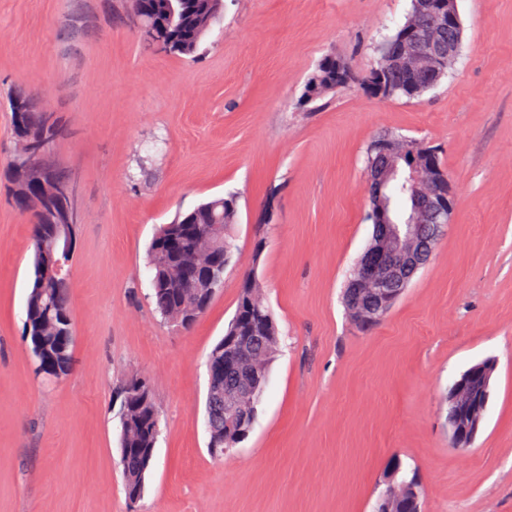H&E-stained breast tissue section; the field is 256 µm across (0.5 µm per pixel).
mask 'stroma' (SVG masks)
Here are the masks:
<instances>
[{
    "instance_id": "obj_1",
    "label": "stroma",
    "mask_w": 512,
    "mask_h": 512,
    "mask_svg": "<svg viewBox=\"0 0 512 512\" xmlns=\"http://www.w3.org/2000/svg\"><path fill=\"white\" fill-rule=\"evenodd\" d=\"M196 57L140 39L128 0H0V512H374L394 459L422 512H512V0H457L459 57L439 85L383 102L355 85L301 96L333 54L356 78L411 0H224ZM41 91L63 134L81 222L71 260L73 368L34 372L25 301L33 236L5 173L7 94ZM434 146L452 222L379 323L342 294L372 235L366 151ZM238 198L224 286L186 329L148 299L149 244L199 203ZM263 286L279 351L252 428L213 459L207 356L242 281ZM494 358L473 447L450 444L445 397ZM162 414L153 470L130 501L119 463L121 382Z\"/></svg>"
}]
</instances>
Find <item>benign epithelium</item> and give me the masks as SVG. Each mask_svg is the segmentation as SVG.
I'll list each match as a JSON object with an SVG mask.
<instances>
[{
    "mask_svg": "<svg viewBox=\"0 0 512 512\" xmlns=\"http://www.w3.org/2000/svg\"><path fill=\"white\" fill-rule=\"evenodd\" d=\"M404 33L412 38L401 40L397 50L383 60L384 71L412 80L435 81L439 74L437 63L444 59L454 63L461 49L462 23L454 0H417V8ZM400 157L398 144L389 136L376 139L372 145L368 171L371 214L375 224L370 245L357 262L358 276L351 283L353 288L372 285L370 297L379 304H388L398 297L416 270L430 260L445 228L436 220L441 214L452 212L446 191L431 174V163L424 161L406 172L414 199L410 221L391 223L382 190L399 171ZM12 167L20 180L39 184L45 189L41 202L48 208L57 232L65 236L62 252L54 264L56 275L65 280L70 275L67 260L71 245L69 228L76 222L74 191L70 184L57 179L51 137L41 132L23 138L17 146ZM495 368V359L488 358L448 388V398L459 400L457 414L469 422L466 427L453 429V445L458 450L469 447L477 434L488 404ZM210 381L212 392L206 429L214 436L219 433L220 416L237 417L234 400L224 399V389H230L237 398L246 396L252 389L253 377L226 387L224 365L220 364L214 367Z\"/></svg>",
    "mask_w": 512,
    "mask_h": 512,
    "instance_id": "1",
    "label": "benign epithelium"
}]
</instances>
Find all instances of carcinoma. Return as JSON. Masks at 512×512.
Masks as SVG:
<instances>
[{
  "label": "carcinoma",
  "instance_id": "carcinoma-1",
  "mask_svg": "<svg viewBox=\"0 0 512 512\" xmlns=\"http://www.w3.org/2000/svg\"><path fill=\"white\" fill-rule=\"evenodd\" d=\"M133 13L142 29L143 42L153 48L166 45V53L178 57L196 55L202 40L224 16L216 11L211 0H133ZM378 63H373L361 85L381 100L414 98L433 88V85H410L401 76H378ZM354 82L347 64L328 56L308 78L305 99L309 103L324 100L328 95ZM11 103L24 105L21 112H12L15 135L35 132L50 120L34 93L25 89L11 92ZM15 205L34 216V253L32 278L26 298L25 336L30 341L34 371L38 375L51 367L62 375L72 367L73 342L63 334L69 328L68 283L52 272V260L58 239L52 234V225L46 223L41 211L39 192L35 188H12ZM404 190L397 184L390 190L391 209L398 223L404 222L402 206ZM237 217V197L233 194L202 202L192 210L179 215L172 223L162 225L149 247V266L152 271L151 299L156 312L168 321L183 305L194 302L201 310L210 304L207 290L221 289L224 270L232 256L228 228ZM212 262L214 281H209L202 265ZM354 291L345 288L343 300L350 316L362 325L373 323L376 305L366 298L353 300ZM278 347L277 328L257 281L248 276L243 281L234 316L224 337L209 355V364L224 360L227 370L248 368L259 364L268 370L269 362ZM138 380H127L121 388L119 447L154 448L159 435V423L154 415L158 407L150 390L140 392ZM126 494L140 497L152 464L141 460L140 454L120 461ZM401 462L393 464L386 476L388 483L379 494V506L390 502L389 512H422L421 487L417 475L410 479L398 478Z\"/></svg>",
  "mask_w": 512,
  "mask_h": 512
}]
</instances>
